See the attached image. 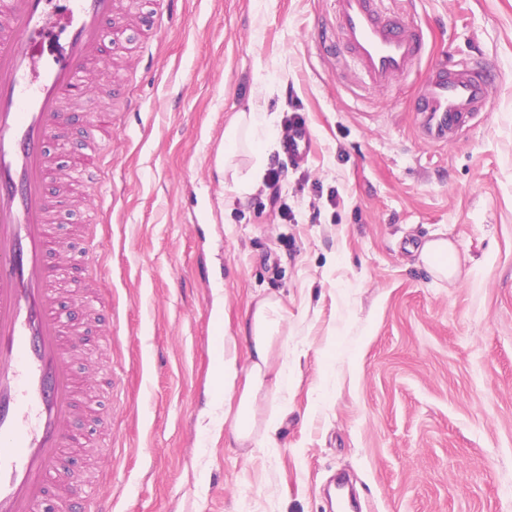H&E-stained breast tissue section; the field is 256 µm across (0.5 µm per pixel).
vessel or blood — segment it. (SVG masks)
Instances as JSON below:
<instances>
[{
  "label": "vessel or blood",
  "instance_id": "b4317fda",
  "mask_svg": "<svg viewBox=\"0 0 512 512\" xmlns=\"http://www.w3.org/2000/svg\"><path fill=\"white\" fill-rule=\"evenodd\" d=\"M52 3L0 0V512H38L51 493L60 512H112L97 481L79 491L53 481L63 448L79 443L68 425L81 410L73 368L81 339L66 335L54 307L58 282L49 257L68 256L69 248L55 235L46 184L47 144L72 122L69 101L86 99L90 53L103 22L118 16L119 0H70L63 52L38 54L35 45L51 39ZM336 21L373 88L408 75L422 55L420 33L384 14L378 0H336ZM491 95L488 78L470 67L430 70L415 97L422 134L438 145L454 142ZM311 143L300 122L284 152L299 161ZM100 161L97 150L83 154L59 191L84 179L106 202L110 179Z\"/></svg>",
  "mask_w": 512,
  "mask_h": 512
}]
</instances>
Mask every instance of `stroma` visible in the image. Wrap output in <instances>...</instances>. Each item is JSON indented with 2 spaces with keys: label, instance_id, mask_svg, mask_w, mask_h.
Wrapping results in <instances>:
<instances>
[{
  "label": "stroma",
  "instance_id": "35a3bbf8",
  "mask_svg": "<svg viewBox=\"0 0 512 512\" xmlns=\"http://www.w3.org/2000/svg\"><path fill=\"white\" fill-rule=\"evenodd\" d=\"M122 4L123 35L104 24L92 61L93 111L108 113L116 71L135 98L101 132L112 199L74 191L57 224L76 253L104 249L117 387L60 479L106 473L112 512H329L339 472L360 512H512V0H382L426 40L386 92L343 47L335 0H176L149 36L152 0ZM468 64L496 76L489 109L428 143L425 72ZM253 101L256 153L236 162L284 163L276 203L217 168ZM293 118L313 135L300 164L270 148ZM439 237L459 260L448 281L416 250ZM260 294L288 310V384L263 407L274 441L249 456L210 424L209 336L220 316L245 366Z\"/></svg>",
  "mask_w": 512,
  "mask_h": 512
}]
</instances>
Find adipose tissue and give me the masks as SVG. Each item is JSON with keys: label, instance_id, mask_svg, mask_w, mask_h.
I'll return each mask as SVG.
<instances>
[{"label": "adipose tissue", "instance_id": "adipose-tissue-1", "mask_svg": "<svg viewBox=\"0 0 512 512\" xmlns=\"http://www.w3.org/2000/svg\"><path fill=\"white\" fill-rule=\"evenodd\" d=\"M259 108L238 112L224 130L225 172L233 173L241 189L255 186L262 178L263 164H255L247 174L237 172L234 159L239 151L249 147L259 133ZM286 311L279 299H258L247 312L245 337L250 345L249 361L242 387H234L237 376L235 358L225 355L216 363V382L224 389V423L232 438L243 448H263L277 426L274 420L259 422L261 400L279 391L285 378L288 349L281 338Z\"/></svg>", "mask_w": 512, "mask_h": 512}]
</instances>
